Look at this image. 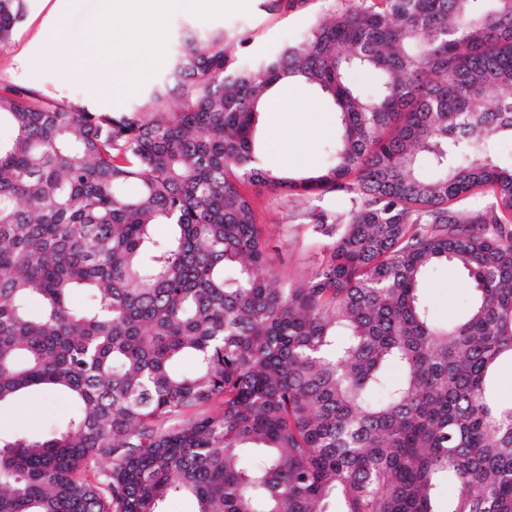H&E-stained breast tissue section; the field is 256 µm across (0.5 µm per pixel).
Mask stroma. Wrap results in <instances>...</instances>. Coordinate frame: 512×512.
I'll list each match as a JSON object with an SVG mask.
<instances>
[{
	"instance_id": "1",
	"label": "stroma",
	"mask_w": 512,
	"mask_h": 512,
	"mask_svg": "<svg viewBox=\"0 0 512 512\" xmlns=\"http://www.w3.org/2000/svg\"><path fill=\"white\" fill-rule=\"evenodd\" d=\"M346 0H246L221 12H202L198 0H170L160 49L146 78L124 96L112 100L90 92L84 82L53 66L40 49L38 36L48 25L58 0H32L10 44L0 49V87L21 86L36 102L86 111L122 114L136 109L170 112L180 107L184 91L171 74V63L189 38L221 32L232 38L238 63L254 64L281 46L298 41L320 17L340 9ZM336 137V114L329 101L307 85L291 95L287 112L261 113L258 148L265 168L292 177L309 175L325 162V148ZM258 221L274 247L273 259L284 276L309 273L328 242L312 224L313 211L344 212L349 197L340 191L318 195H287L249 188ZM428 298L435 317H456L471 295L467 278L452 264L432 268L427 276ZM72 415L68 399L50 390L26 393L17 403L0 408V434L35 435L62 427Z\"/></svg>"
}]
</instances>
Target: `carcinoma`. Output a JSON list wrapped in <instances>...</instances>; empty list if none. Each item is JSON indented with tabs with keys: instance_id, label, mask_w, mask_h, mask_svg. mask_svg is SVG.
I'll list each match as a JSON object with an SVG mask.
<instances>
[{
	"instance_id": "obj_1",
	"label": "carcinoma",
	"mask_w": 512,
	"mask_h": 512,
	"mask_svg": "<svg viewBox=\"0 0 512 512\" xmlns=\"http://www.w3.org/2000/svg\"><path fill=\"white\" fill-rule=\"evenodd\" d=\"M26 9L0 0L1 49ZM174 71L173 112L0 90V406L46 387L74 408L0 439V512H162L183 493L197 512H512L492 379L512 362V0H352L254 65L218 32ZM291 77L337 116L300 178L254 144ZM244 183L352 194L315 216L332 241L309 274L281 275ZM448 263L472 293L441 322L427 273Z\"/></svg>"
}]
</instances>
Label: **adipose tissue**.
<instances>
[{"mask_svg": "<svg viewBox=\"0 0 512 512\" xmlns=\"http://www.w3.org/2000/svg\"><path fill=\"white\" fill-rule=\"evenodd\" d=\"M167 0H98L86 25L94 38L57 51L60 68L92 74L96 89L117 96L144 79L156 50L154 36L163 26Z\"/></svg>", "mask_w": 512, "mask_h": 512, "instance_id": "1", "label": "adipose tissue"}]
</instances>
